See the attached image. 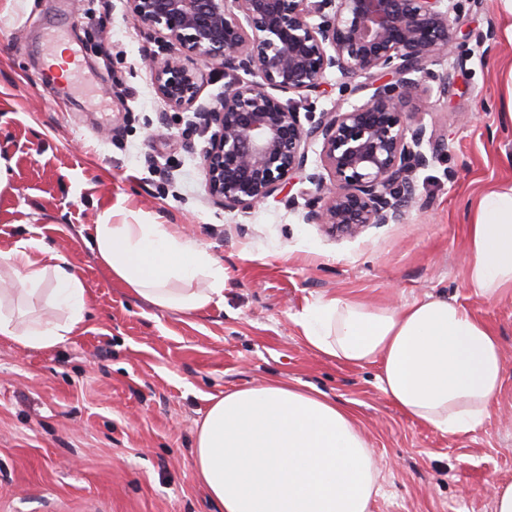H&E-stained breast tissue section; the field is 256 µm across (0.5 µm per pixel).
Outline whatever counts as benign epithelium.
I'll return each mask as SVG.
<instances>
[{
  "instance_id": "benign-epithelium-1",
  "label": "benign epithelium",
  "mask_w": 512,
  "mask_h": 512,
  "mask_svg": "<svg viewBox=\"0 0 512 512\" xmlns=\"http://www.w3.org/2000/svg\"><path fill=\"white\" fill-rule=\"evenodd\" d=\"M131 19L161 47L180 54L145 58L156 94L193 110L213 130L203 156L207 196L227 210L251 209L304 170L321 141L327 175L307 177L306 221L355 234L398 224L415 195L414 176L434 156L410 103L433 90L431 69L455 49L453 0H124ZM219 64L232 77L218 105L199 101L198 68ZM249 76L244 81L239 73ZM364 75L361 104L300 115L330 73ZM301 98L284 99V94Z\"/></svg>"
}]
</instances>
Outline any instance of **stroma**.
Returning a JSON list of instances; mask_svg holds the SVG:
<instances>
[{
	"label": "stroma",
	"instance_id": "35a3bbf8",
	"mask_svg": "<svg viewBox=\"0 0 512 512\" xmlns=\"http://www.w3.org/2000/svg\"><path fill=\"white\" fill-rule=\"evenodd\" d=\"M109 34L98 38V22ZM457 50L435 69L444 92L415 100L440 147L415 175L400 224L335 236L306 223L303 173L246 210L206 195L210 138L193 112L160 99L145 54L158 52L122 0H0V252L21 236L66 255L87 293V324L64 343L29 348L0 336V512H221L191 454L212 397L270 379L306 383L349 406L379 468L370 512H493L488 483H512V295L468 283L472 202L512 180L506 80L512 19L499 0H459ZM494 40H485L488 29ZM63 43L82 85L37 86ZM366 77H328L317 110L363 103ZM163 224L224 267V300L185 313L131 295L89 249L95 224ZM444 296L499 335L505 386L476 430L450 435L395 407L376 366L307 347L303 309L330 297L373 307Z\"/></svg>",
	"mask_w": 512,
	"mask_h": 512
}]
</instances>
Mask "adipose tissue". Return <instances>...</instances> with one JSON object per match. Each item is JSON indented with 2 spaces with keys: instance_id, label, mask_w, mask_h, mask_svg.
<instances>
[{
  "instance_id": "obj_1",
  "label": "adipose tissue",
  "mask_w": 512,
  "mask_h": 512,
  "mask_svg": "<svg viewBox=\"0 0 512 512\" xmlns=\"http://www.w3.org/2000/svg\"><path fill=\"white\" fill-rule=\"evenodd\" d=\"M98 262L161 309L195 312L224 299V268L192 240L160 224L96 225ZM466 250L471 287L512 293V182L488 186L471 206ZM31 295L52 282L53 312L25 323L0 305V336L33 348L82 332L86 288L67 256L35 239L0 252ZM205 287H196V280ZM298 324L307 345L347 365H377L384 394L405 414L449 434L482 425L503 387L498 335L466 308L434 297L371 308L331 297ZM197 474L224 512H369L378 470L351 409L311 387L272 380L213 398L193 442Z\"/></svg>"
}]
</instances>
